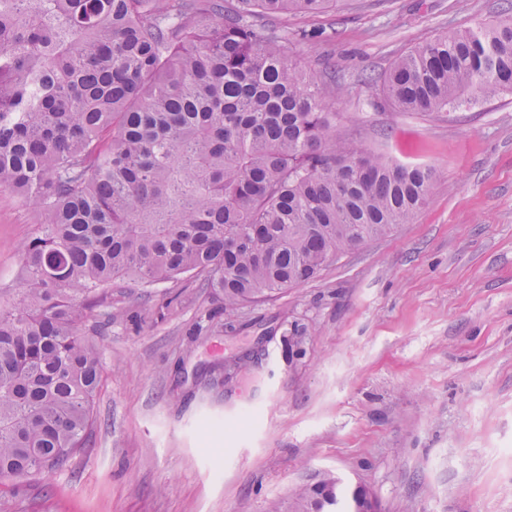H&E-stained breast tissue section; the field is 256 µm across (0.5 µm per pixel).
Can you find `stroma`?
<instances>
[{
	"mask_svg": "<svg viewBox=\"0 0 512 512\" xmlns=\"http://www.w3.org/2000/svg\"><path fill=\"white\" fill-rule=\"evenodd\" d=\"M503 0H346L291 46L363 147L434 167L431 204L314 280L224 311L189 277L114 281L84 331L101 383L87 446L0 512H293L324 473L382 512H512V93L401 112L367 74ZM37 213L0 190V299ZM351 511L353 512H378L374 493L365 485L358 483L351 488Z\"/></svg>",
	"mask_w": 512,
	"mask_h": 512,
	"instance_id": "35a3bbf8",
	"label": "stroma"
}]
</instances>
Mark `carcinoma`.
<instances>
[{"instance_id":"carcinoma-1","label":"carcinoma","mask_w":512,"mask_h":512,"mask_svg":"<svg viewBox=\"0 0 512 512\" xmlns=\"http://www.w3.org/2000/svg\"><path fill=\"white\" fill-rule=\"evenodd\" d=\"M336 0H0V189L40 216L0 302V490L85 445L100 383L82 323L118 278L191 274L233 311L410 223L437 170L340 133L269 22ZM377 87L403 112L512 93V16L436 37ZM335 512L336 481L295 490Z\"/></svg>"}]
</instances>
